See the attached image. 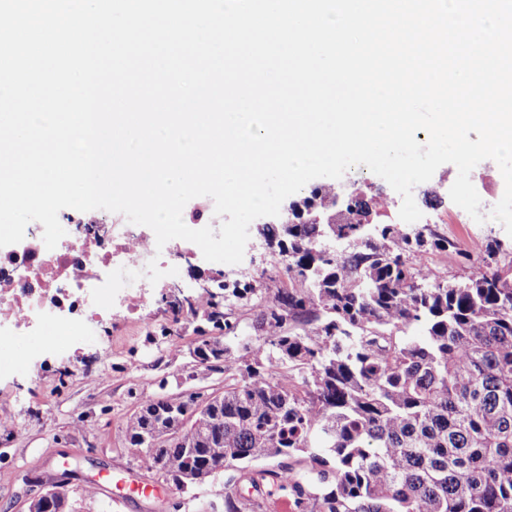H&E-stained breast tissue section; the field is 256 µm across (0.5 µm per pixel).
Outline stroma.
Instances as JSON below:
<instances>
[{"label": "stroma", "instance_id": "stroma-1", "mask_svg": "<svg viewBox=\"0 0 512 512\" xmlns=\"http://www.w3.org/2000/svg\"><path fill=\"white\" fill-rule=\"evenodd\" d=\"M456 177V167L445 164L422 183L415 202L424 219L444 218V231L461 250L494 240L511 251L512 237L502 225L470 224L459 216L449 196ZM242 265L262 280L267 297L288 285L278 246H264L258 234H251ZM238 268L197 259L146 288L137 314L114 312L111 323L52 350L36 336L11 339L10 349L31 361L21 372L0 375V512H27L44 481L66 470L75 512H160L172 501L179 502V512H224V476L183 493L167 487L146 471L122 424L161 391L223 388V374L205 371L193 358V318L185 310L173 313L167 294L174 286L199 294L215 275L234 284ZM95 481L106 482L107 490L88 493Z\"/></svg>", "mask_w": 512, "mask_h": 512}]
</instances>
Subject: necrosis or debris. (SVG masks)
Wrapping results in <instances>:
<instances>
[{"mask_svg":"<svg viewBox=\"0 0 512 512\" xmlns=\"http://www.w3.org/2000/svg\"><path fill=\"white\" fill-rule=\"evenodd\" d=\"M73 231L61 246L47 249L42 227L29 228L17 244L0 247V335H70L112 319L94 305L92 290L108 273L124 267L145 270L150 261L171 266L172 246L157 248L154 235L137 231L119 213L98 224L95 212L70 218Z\"/></svg>","mask_w":512,"mask_h":512,"instance_id":"1","label":"necrosis or debris"}]
</instances>
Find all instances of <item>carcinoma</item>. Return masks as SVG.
<instances>
[{
	"label": "carcinoma",
	"instance_id": "carcinoma-1",
	"mask_svg": "<svg viewBox=\"0 0 512 512\" xmlns=\"http://www.w3.org/2000/svg\"><path fill=\"white\" fill-rule=\"evenodd\" d=\"M334 196L317 185L295 206ZM337 231L340 253L318 257L322 227H266L291 282L270 303L256 280L189 303L198 346L234 332L240 308H261L266 339L204 366L224 372L215 425L188 422L144 452L164 458L179 490L211 462L224 512H276L281 500L290 512H512V257L489 241L462 274L427 276L426 257L460 254L457 240L427 226ZM159 408L155 398L126 417L130 445Z\"/></svg>",
	"mask_w": 512,
	"mask_h": 512
}]
</instances>
